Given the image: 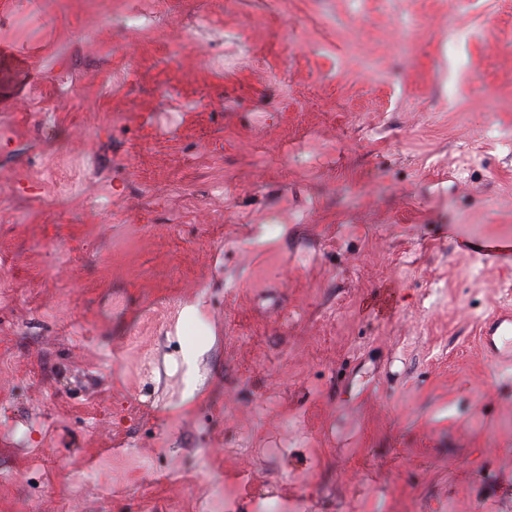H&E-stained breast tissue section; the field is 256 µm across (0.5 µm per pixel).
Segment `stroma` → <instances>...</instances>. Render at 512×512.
Returning a JSON list of instances; mask_svg holds the SVG:
<instances>
[{
  "instance_id": "1",
  "label": "stroma",
  "mask_w": 512,
  "mask_h": 512,
  "mask_svg": "<svg viewBox=\"0 0 512 512\" xmlns=\"http://www.w3.org/2000/svg\"><path fill=\"white\" fill-rule=\"evenodd\" d=\"M146 2L0 0V512H512V0ZM481 336L484 347L499 361H512V310L493 312L484 321ZM499 343V346L497 345Z\"/></svg>"
}]
</instances>
